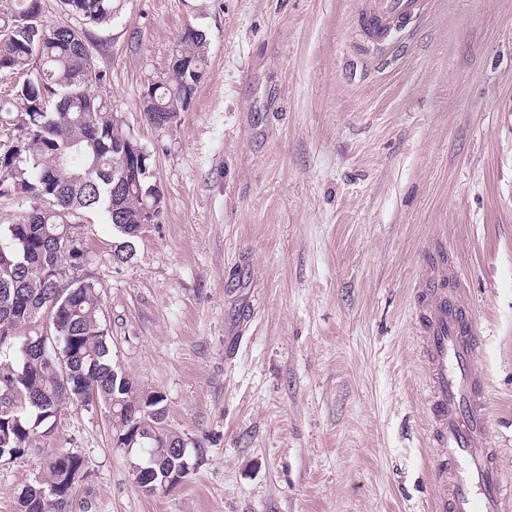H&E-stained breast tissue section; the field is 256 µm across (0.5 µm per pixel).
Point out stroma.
Returning a JSON list of instances; mask_svg holds the SVG:
<instances>
[{
    "label": "stroma",
    "mask_w": 512,
    "mask_h": 512,
    "mask_svg": "<svg viewBox=\"0 0 512 512\" xmlns=\"http://www.w3.org/2000/svg\"><path fill=\"white\" fill-rule=\"evenodd\" d=\"M362 0H113L81 31L102 98L150 159L162 215L131 259L88 216L116 363L162 392L194 463L147 494L142 449L112 445L103 404L64 408L38 447L80 453L72 512H431L414 290L464 271L489 413L512 470V0H432L377 61ZM208 63L164 128L143 114L185 27ZM0 461V512L39 473Z\"/></svg>",
    "instance_id": "obj_1"
}]
</instances>
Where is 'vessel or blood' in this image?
<instances>
[{
  "label": "vessel or blood",
  "mask_w": 512,
  "mask_h": 512,
  "mask_svg": "<svg viewBox=\"0 0 512 512\" xmlns=\"http://www.w3.org/2000/svg\"><path fill=\"white\" fill-rule=\"evenodd\" d=\"M422 9L423 0H368L359 28L366 53L384 56L389 36L406 30ZM416 303L430 440L437 450L430 470L437 488L433 512H512V472L503 469L492 441L473 313L453 296L442 272L422 282Z\"/></svg>",
  "instance_id": "obj_1"
}]
</instances>
